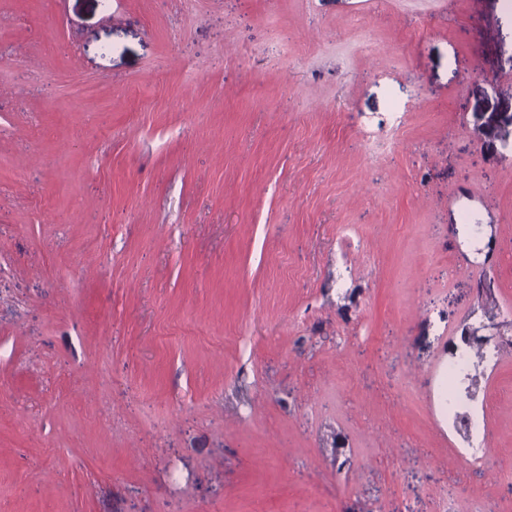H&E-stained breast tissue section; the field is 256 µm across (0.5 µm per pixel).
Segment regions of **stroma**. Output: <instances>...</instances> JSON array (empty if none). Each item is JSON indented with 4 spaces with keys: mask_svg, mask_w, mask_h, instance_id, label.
Instances as JSON below:
<instances>
[{
    "mask_svg": "<svg viewBox=\"0 0 512 512\" xmlns=\"http://www.w3.org/2000/svg\"><path fill=\"white\" fill-rule=\"evenodd\" d=\"M511 147L501 0H0V512H512ZM458 406L459 401L453 395V393H448L443 396V410L448 409V418L452 419L453 423L455 415L457 413L468 412L470 414V418L466 415V413H463V417H466V420L472 426V437L470 440L472 447L464 448V451L462 453V461L466 464H469L483 458L486 454V451L488 450V443L486 439L485 416L483 411H480L474 407H467L462 412H459Z\"/></svg>",
    "mask_w": 512,
    "mask_h": 512,
    "instance_id": "35a3bbf8",
    "label": "stroma"
}]
</instances>
